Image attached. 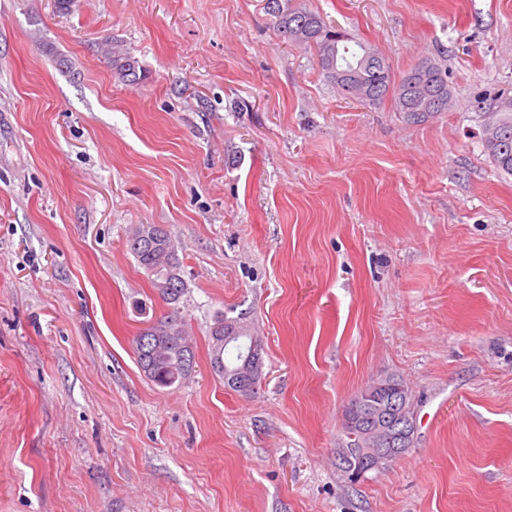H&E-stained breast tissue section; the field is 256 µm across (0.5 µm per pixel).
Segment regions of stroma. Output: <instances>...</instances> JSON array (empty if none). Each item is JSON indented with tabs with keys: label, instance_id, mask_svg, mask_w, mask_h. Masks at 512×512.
Masks as SVG:
<instances>
[{
	"label": "stroma",
	"instance_id": "stroma-1",
	"mask_svg": "<svg viewBox=\"0 0 512 512\" xmlns=\"http://www.w3.org/2000/svg\"><path fill=\"white\" fill-rule=\"evenodd\" d=\"M263 4L0 0V512H512V175L469 105L512 85V0H291L398 76L446 50L425 117L340 97ZM139 224L182 261L179 386L134 353L165 311ZM220 312L264 340L253 395L211 369ZM391 375L415 442L349 484ZM113 73L123 82L135 84L141 79L142 71L138 61L122 45L112 43L109 50ZM139 72V73H138ZM372 386L377 388L375 396L377 399L373 400L369 406H361V413L367 417H376V420L371 423L370 421L363 420L362 417L359 416H355L353 419L347 420L346 425L351 427H355L358 421H363L360 430L350 431V429L345 427V432L349 440L347 442L346 448H361V451L365 452L366 455L375 460H379L380 458L388 455L382 451V448L401 447L400 445L397 446L396 444L393 447L387 443L382 448H363L364 442L370 441V437L367 436L365 432L376 427L377 423L380 422V419L384 420V417L387 416L389 417L390 421L388 422L384 420V423L386 424V430L383 439L386 440L387 438H391L394 442H396L397 439H395L394 436L398 431L395 428H391V424L393 423V415L388 413L386 410L389 409V400L391 398H396L397 396L403 397L404 395L405 399L408 400V403L412 407L410 415L415 422V397L402 380L393 376L382 378L375 382ZM398 388H400V390H398ZM346 448H341L340 452L337 453L338 463L336 465H338V470L342 472L351 483L352 480L350 475L354 474L358 478V481H360L367 472L383 468V465H388V463L392 462L407 451L406 450L405 452L403 451L401 453L394 454L389 458L375 463L374 461H371V459L367 456H362L357 452H352L350 455H348L347 458H345V456L342 455L344 454ZM342 459L345 460L344 465L341 462Z\"/></svg>",
	"mask_w": 512,
	"mask_h": 512
}]
</instances>
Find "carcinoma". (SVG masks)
Returning a JSON list of instances; mask_svg holds the SVG:
<instances>
[{
	"instance_id": "1",
	"label": "carcinoma",
	"mask_w": 512,
	"mask_h": 512,
	"mask_svg": "<svg viewBox=\"0 0 512 512\" xmlns=\"http://www.w3.org/2000/svg\"><path fill=\"white\" fill-rule=\"evenodd\" d=\"M264 10L273 19L280 38L313 51L319 68L336 86L338 94L357 99V93L351 85L336 79L338 72L357 73L363 88L368 90V98L363 100L365 104L375 105L388 99L398 112H431L434 97L426 96L424 91L427 88L443 87L446 89L443 95L445 105L441 111L448 109L452 90L448 84L445 53L439 51L425 58L397 78L384 59L376 66L368 64V56L374 53V48L360 41H352L344 32L327 25L320 14L295 8L290 5V0H265ZM109 55L113 73L120 80L135 84L141 79L138 61L122 46L112 45ZM473 108L488 115L484 141L495 165L499 170L512 175V95L505 91H491L475 98ZM142 232L141 228L135 231L127 240V248L161 299L169 306V311L157 319L155 324L142 329L135 341V354L144 375L155 385L167 388L176 383H185L195 366V351L178 307L186 291V283L184 279L178 278L182 274V261L167 230L157 229V237L154 239L142 237ZM229 320L220 312L215 316L214 323ZM231 321L241 329V343L224 346L210 342V365L225 387L240 393L242 389L237 387L236 379L232 378L231 369L241 363L252 341L260 342L262 338L246 323L245 317L238 316ZM374 387L377 388L376 400L367 407H361V413L367 417L378 420L392 417L387 412L389 400L397 396H403L410 405H415L411 390L398 378H382L374 383ZM374 427L376 423L364 420L357 431L345 429L347 447H363L370 440L366 431ZM343 452L345 449L342 448L337 453L338 470L347 477L353 474L359 479L367 472L378 470L398 458L394 454L375 463L357 452L346 457Z\"/></svg>"
}]
</instances>
